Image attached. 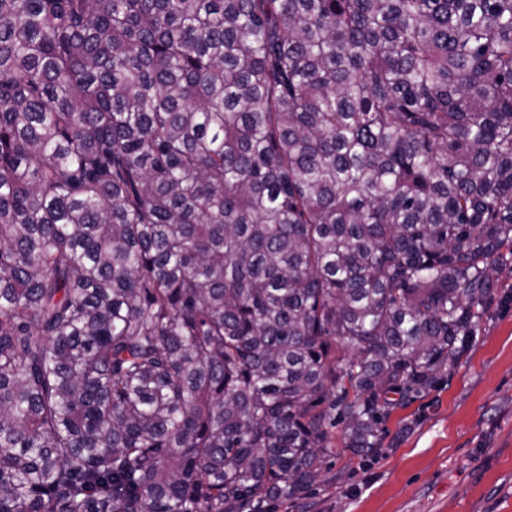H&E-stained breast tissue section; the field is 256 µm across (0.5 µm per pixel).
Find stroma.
I'll list each match as a JSON object with an SVG mask.
<instances>
[{
  "label": "stroma",
  "instance_id": "obj_1",
  "mask_svg": "<svg viewBox=\"0 0 512 512\" xmlns=\"http://www.w3.org/2000/svg\"><path fill=\"white\" fill-rule=\"evenodd\" d=\"M440 386L395 410L377 454L340 452L275 512H512V273Z\"/></svg>",
  "mask_w": 512,
  "mask_h": 512
}]
</instances>
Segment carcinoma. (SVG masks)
Segmentation results:
<instances>
[{"mask_svg": "<svg viewBox=\"0 0 512 512\" xmlns=\"http://www.w3.org/2000/svg\"><path fill=\"white\" fill-rule=\"evenodd\" d=\"M510 264L512 0H0V512H273Z\"/></svg>", "mask_w": 512, "mask_h": 512, "instance_id": "1", "label": "carcinoma"}]
</instances>
